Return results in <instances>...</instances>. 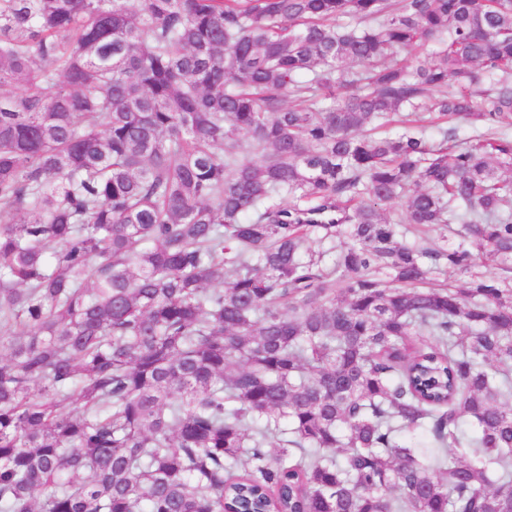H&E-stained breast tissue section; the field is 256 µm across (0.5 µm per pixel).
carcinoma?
<instances>
[{"instance_id":"carcinoma-1","label":"carcinoma","mask_w":512,"mask_h":512,"mask_svg":"<svg viewBox=\"0 0 512 512\" xmlns=\"http://www.w3.org/2000/svg\"><path fill=\"white\" fill-rule=\"evenodd\" d=\"M509 126L512 0H0V512H512ZM397 118L391 119L389 121L382 120L377 122L376 124L382 123L379 131H385L390 133H399L403 132L405 129L411 130H425L428 135H430L434 140L439 141L440 135L437 130L430 124L427 115L420 114L417 117H414L416 121L402 124L396 120Z\"/></svg>"}]
</instances>
